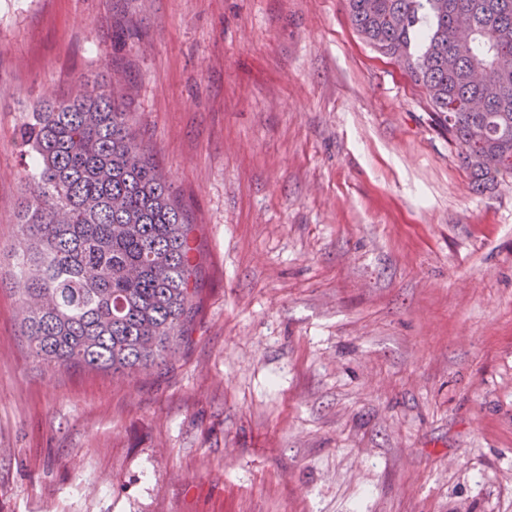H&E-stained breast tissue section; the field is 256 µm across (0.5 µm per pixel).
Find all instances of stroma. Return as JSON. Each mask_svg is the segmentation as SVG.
I'll return each instance as SVG.
<instances>
[{
  "mask_svg": "<svg viewBox=\"0 0 512 512\" xmlns=\"http://www.w3.org/2000/svg\"><path fill=\"white\" fill-rule=\"evenodd\" d=\"M113 76L203 259L131 377L35 359L13 278L15 131ZM0 512H512V178L345 0H0Z\"/></svg>",
  "mask_w": 512,
  "mask_h": 512,
  "instance_id": "obj_1",
  "label": "stroma"
}]
</instances>
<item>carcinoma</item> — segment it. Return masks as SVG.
I'll list each match as a JSON object with an SVG mask.
<instances>
[{
    "mask_svg": "<svg viewBox=\"0 0 512 512\" xmlns=\"http://www.w3.org/2000/svg\"><path fill=\"white\" fill-rule=\"evenodd\" d=\"M358 33L427 92L477 191L512 175V0H346ZM475 35L455 37L458 12ZM494 70L483 99L469 73ZM23 336L53 368L127 375L167 361L202 288L195 225L106 82L52 93L16 133Z\"/></svg>",
    "mask_w": 512,
    "mask_h": 512,
    "instance_id": "cac0c4a2",
    "label": "carcinoma"
}]
</instances>
